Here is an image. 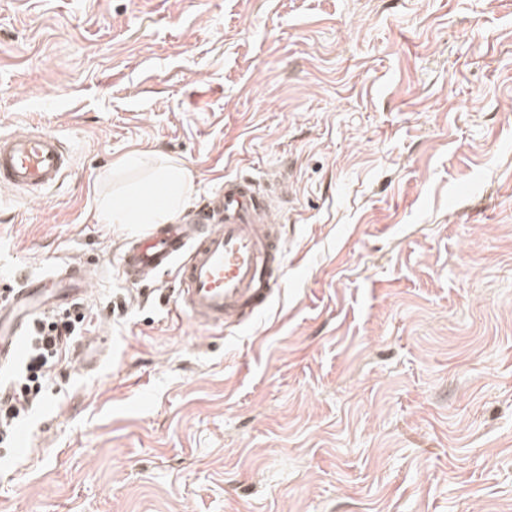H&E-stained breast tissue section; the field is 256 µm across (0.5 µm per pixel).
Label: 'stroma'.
<instances>
[{
	"label": "stroma",
	"mask_w": 512,
	"mask_h": 512,
	"mask_svg": "<svg viewBox=\"0 0 512 512\" xmlns=\"http://www.w3.org/2000/svg\"><path fill=\"white\" fill-rule=\"evenodd\" d=\"M60 136L0 188V298L80 263L77 340L0 443V512H512V0H0V133ZM157 150L273 183L283 284L247 323L174 313L100 224ZM70 166L71 155L53 133L0 134V187L40 194L59 184Z\"/></svg>",
	"instance_id": "1"
}]
</instances>
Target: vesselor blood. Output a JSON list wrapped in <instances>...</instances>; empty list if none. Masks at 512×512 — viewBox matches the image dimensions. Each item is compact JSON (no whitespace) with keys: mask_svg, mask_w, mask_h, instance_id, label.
<instances>
[{"mask_svg":"<svg viewBox=\"0 0 512 512\" xmlns=\"http://www.w3.org/2000/svg\"><path fill=\"white\" fill-rule=\"evenodd\" d=\"M71 156L55 134H0V187L40 193L56 186ZM209 223L155 225L123 244L119 266L137 285L151 274L174 273L177 309L204 326L244 323L269 305L286 266L271 219V201L252 177H229L206 205ZM82 267L26 281L0 303V368L14 363L29 322L59 301L87 294Z\"/></svg>","mask_w":512,"mask_h":512,"instance_id":"obj_1","label":"vessel or blood"}]
</instances>
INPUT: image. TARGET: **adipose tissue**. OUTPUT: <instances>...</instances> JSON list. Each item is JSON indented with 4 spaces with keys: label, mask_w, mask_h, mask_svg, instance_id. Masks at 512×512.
<instances>
[{
    "label": "adipose tissue",
    "mask_w": 512,
    "mask_h": 512,
    "mask_svg": "<svg viewBox=\"0 0 512 512\" xmlns=\"http://www.w3.org/2000/svg\"><path fill=\"white\" fill-rule=\"evenodd\" d=\"M127 165L147 170L148 178L130 179L100 204L96 218L102 224H168L193 186L191 172L174 161L160 162L133 152Z\"/></svg>",
    "instance_id": "adipose-tissue-1"
}]
</instances>
